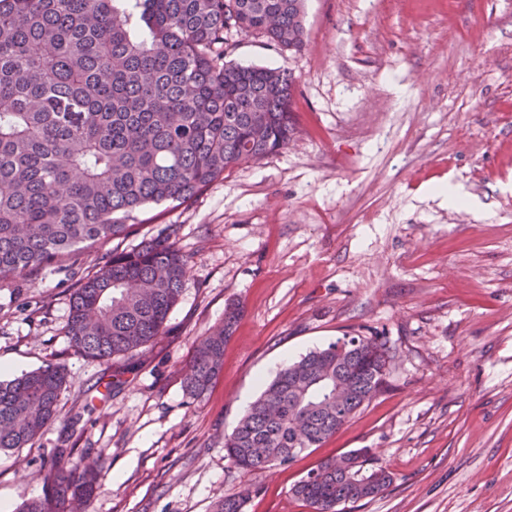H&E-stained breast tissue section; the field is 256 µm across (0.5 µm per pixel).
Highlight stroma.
I'll use <instances>...</instances> for the list:
<instances>
[{
  "mask_svg": "<svg viewBox=\"0 0 512 512\" xmlns=\"http://www.w3.org/2000/svg\"><path fill=\"white\" fill-rule=\"evenodd\" d=\"M304 26L298 50L232 32L224 52L294 76L285 149L0 287V358L68 372L58 420L0 453V499L44 496L41 461L69 448L98 471L88 512H212L240 494L243 512H311L292 486L368 448L394 481L350 512H512V0H305ZM440 182L472 198L466 222L431 197ZM169 224L190 261L168 332L108 361L75 354L74 288ZM232 300L223 369L189 398L183 368ZM357 334L392 356L381 392L293 465L237 469L224 436L263 382Z\"/></svg>",
  "mask_w": 512,
  "mask_h": 512,
  "instance_id": "stroma-1",
  "label": "stroma"
}]
</instances>
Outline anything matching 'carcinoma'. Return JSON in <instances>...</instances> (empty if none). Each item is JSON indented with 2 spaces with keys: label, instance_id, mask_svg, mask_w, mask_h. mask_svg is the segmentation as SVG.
<instances>
[{
  "label": "carcinoma",
  "instance_id": "1",
  "mask_svg": "<svg viewBox=\"0 0 512 512\" xmlns=\"http://www.w3.org/2000/svg\"><path fill=\"white\" fill-rule=\"evenodd\" d=\"M304 0H0V285L108 241L150 204L184 203L226 170L288 146L295 127V79L258 65L219 63L230 28L277 46L304 41ZM178 226L112 257L75 288L66 336L74 353L109 361L167 332L187 287L189 256ZM200 340L184 390L201 397L224 365V345L241 317ZM386 344L352 336L283 367L224 436L240 469L291 465L336 434L383 388ZM350 379L338 408L313 409L332 395L323 382L305 399L300 385L319 373ZM65 368L49 363L0 380V452L26 447L58 417ZM69 448L43 463L51 493L18 512H75L97 489ZM353 467L319 462L291 489L313 512H336L381 495L393 475L366 448ZM245 496L213 512H242Z\"/></svg>",
  "mask_w": 512,
  "mask_h": 512
}]
</instances>
